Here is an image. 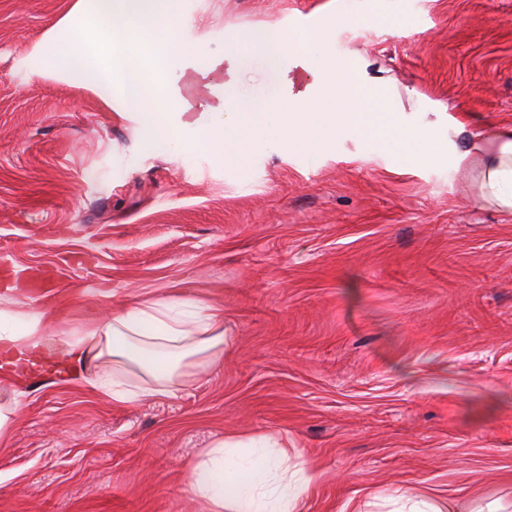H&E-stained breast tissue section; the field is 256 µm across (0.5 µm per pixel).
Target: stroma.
<instances>
[{"instance_id": "35a3bbf8", "label": "stroma", "mask_w": 512, "mask_h": 512, "mask_svg": "<svg viewBox=\"0 0 512 512\" xmlns=\"http://www.w3.org/2000/svg\"><path fill=\"white\" fill-rule=\"evenodd\" d=\"M74 2L0 0V307L27 300L51 325L180 293L223 306L226 342L174 398L112 403L79 366L25 378L0 512H198L186 463L258 433L318 472L298 512H387L397 489L458 512L512 500V214L467 170L401 167L359 140L242 170L156 150L77 81L30 73ZM179 8L213 63L181 80L186 122L283 84L286 65L231 66L232 33L344 15L336 51L386 79L382 111L512 125V0Z\"/></svg>"}]
</instances>
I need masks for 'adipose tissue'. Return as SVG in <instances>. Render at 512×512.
Returning <instances> with one entry per match:
<instances>
[{
  "mask_svg": "<svg viewBox=\"0 0 512 512\" xmlns=\"http://www.w3.org/2000/svg\"><path fill=\"white\" fill-rule=\"evenodd\" d=\"M182 26L175 0H75L35 55L33 71L79 76L105 104L131 110L149 141L211 165L223 164L228 148L243 160L269 150L317 149L354 135L376 148L390 146L402 158L446 155L449 169L471 170L481 200L512 213V125L464 144V126L453 116L439 112L423 124L402 111L393 120L395 137H386L384 124L363 109L366 100L382 98L381 81L368 75L366 64L336 55L325 29L237 36L236 57L292 50V67L309 74L310 83L251 100L245 112H212L205 122H183L177 81L190 61L204 69L209 62L202 50L178 39ZM40 323L29 309L0 308V349L8 355L0 372L15 376L56 351L84 366L89 385L118 404L175 396L180 361L200 356L211 363L224 347L223 309L199 298L138 300L91 323L65 324L50 336L40 333ZM118 358L138 367L148 383L130 387L111 377L104 364ZM187 471L188 490L203 512H296L318 478L303 464L289 466L287 451L272 434L215 441Z\"/></svg>",
  "mask_w": 512,
  "mask_h": 512,
  "instance_id": "obj_1",
  "label": "adipose tissue"
}]
</instances>
